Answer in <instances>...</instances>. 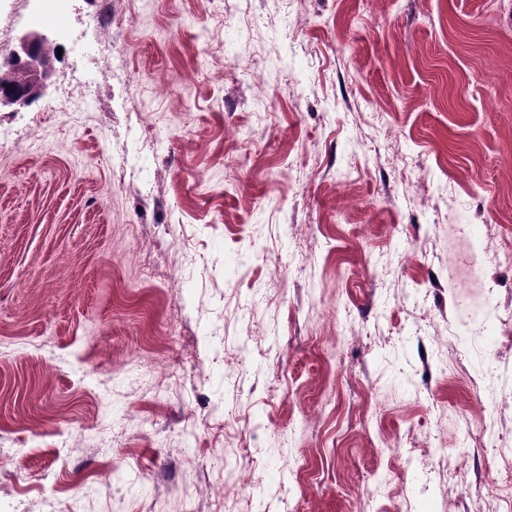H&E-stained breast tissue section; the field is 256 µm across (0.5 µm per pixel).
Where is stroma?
<instances>
[{
  "label": "stroma",
  "mask_w": 512,
  "mask_h": 512,
  "mask_svg": "<svg viewBox=\"0 0 512 512\" xmlns=\"http://www.w3.org/2000/svg\"><path fill=\"white\" fill-rule=\"evenodd\" d=\"M37 14L0 0L62 49L0 111V512H512V0Z\"/></svg>",
  "instance_id": "35a3bbf8"
}]
</instances>
